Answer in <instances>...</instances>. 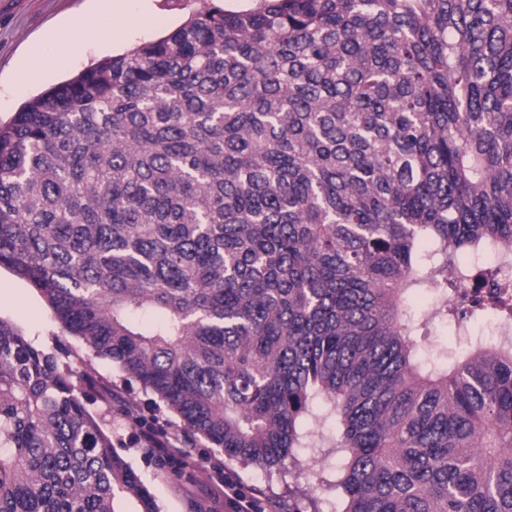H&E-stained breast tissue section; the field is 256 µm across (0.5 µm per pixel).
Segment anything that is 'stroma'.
Listing matches in <instances>:
<instances>
[{
    "mask_svg": "<svg viewBox=\"0 0 512 512\" xmlns=\"http://www.w3.org/2000/svg\"><path fill=\"white\" fill-rule=\"evenodd\" d=\"M95 8L96 0H0V121H9L22 103L92 63L173 30L195 4L193 0H128L123 27L109 37L85 31ZM64 34L79 38V48L65 60L41 69L35 79L21 82L19 73L32 56L56 54ZM0 318L16 324L41 348L80 355L86 352L80 340L62 334L37 290L2 267ZM83 369L99 382L89 393L87 406L91 411H103L100 396L111 390L114 411L107 421L113 447L150 491L160 512H196L198 502L205 504L207 512H230L224 505L223 490L204 481L205 469L217 465L230 469L245 486L273 503L274 512H342L344 499L336 476L345 457L335 449L336 414L331 404L314 401L302 422L308 445L295 449V462L268 469L245 465L226 458L222 449L196 435L183 447L188 466L178 469L160 462L145 447L137 424L124 416L121 408L132 402L141 415L159 414L172 434L179 433L180 419L167 409L156 408L154 396L111 361L87 359Z\"/></svg>",
    "mask_w": 512,
    "mask_h": 512,
    "instance_id": "35a3bbf8",
    "label": "stroma"
}]
</instances>
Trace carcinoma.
<instances>
[{"instance_id": "carcinoma-1", "label": "carcinoma", "mask_w": 512, "mask_h": 512, "mask_svg": "<svg viewBox=\"0 0 512 512\" xmlns=\"http://www.w3.org/2000/svg\"><path fill=\"white\" fill-rule=\"evenodd\" d=\"M0 124V267L231 460L339 418L343 512H512V350L426 357L512 252V0H195ZM95 381L0 319V512H158Z\"/></svg>"}]
</instances>
